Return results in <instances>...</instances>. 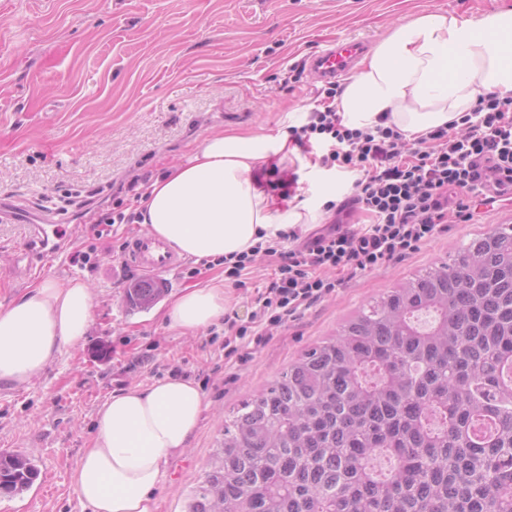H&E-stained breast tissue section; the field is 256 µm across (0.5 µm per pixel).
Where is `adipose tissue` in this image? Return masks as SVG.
Instances as JSON below:
<instances>
[{"label": "adipose tissue", "instance_id": "adipose-tissue-1", "mask_svg": "<svg viewBox=\"0 0 512 512\" xmlns=\"http://www.w3.org/2000/svg\"><path fill=\"white\" fill-rule=\"evenodd\" d=\"M512 94V10L463 20L420 14L380 41L344 88L338 114L351 129L387 116L406 138L427 137L471 111L480 96ZM296 148L277 133H208L185 161L154 179L137 213L149 236L178 256L215 262L322 223V207L277 206L256 181L271 157L288 163ZM224 283L184 289L162 315L168 328L195 333L227 311ZM95 304L82 280L44 279L0 308V384L40 378L76 348L94 323ZM205 410L191 378L170 376L112 393L96 412L92 445L74 472V491L89 512H156V491L169 460L183 453Z\"/></svg>", "mask_w": 512, "mask_h": 512}]
</instances>
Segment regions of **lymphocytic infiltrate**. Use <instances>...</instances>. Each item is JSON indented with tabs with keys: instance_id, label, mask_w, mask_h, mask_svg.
I'll use <instances>...</instances> for the list:
<instances>
[{
	"instance_id": "lymphocytic-infiltrate-1",
	"label": "lymphocytic infiltrate",
	"mask_w": 512,
	"mask_h": 512,
	"mask_svg": "<svg viewBox=\"0 0 512 512\" xmlns=\"http://www.w3.org/2000/svg\"><path fill=\"white\" fill-rule=\"evenodd\" d=\"M338 93L336 84H329L307 124L292 128L291 136L303 146L315 136L328 143L323 166L360 171L345 205L370 214L373 222L355 230L338 218L293 249L272 241L225 266L227 277L236 280L259 257L275 262L248 320L225 315V358L238 355L245 338L265 343L272 329L295 320L346 281L415 252L450 225L470 223L476 200L488 189L512 191L511 96L489 94L461 121L411 143L393 125H342Z\"/></svg>"
}]
</instances>
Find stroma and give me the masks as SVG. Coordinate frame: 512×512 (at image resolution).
Listing matches in <instances>:
<instances>
[{"instance_id":"obj_1","label":"stroma","mask_w":512,"mask_h":512,"mask_svg":"<svg viewBox=\"0 0 512 512\" xmlns=\"http://www.w3.org/2000/svg\"><path fill=\"white\" fill-rule=\"evenodd\" d=\"M504 8L512 0H0V202L23 215L0 222V303L45 278L84 280L95 300L81 345L28 386L0 384V454L25 455L38 470L29 489L0 495V512H88L73 473L98 407L127 386L175 373L200 385L207 407L189 447L167 466L157 512H188L235 406L380 295L512 225V198L483 207L478 221L356 277L267 344L250 346L246 361L229 362L223 326L184 334L156 314L184 288L223 276V263L182 261L161 274L153 305H131L126 245L143 227L115 224L99 236L101 206L79 208L88 190L157 178L212 131L273 133L289 117L306 123L320 84L303 64L329 42L361 39L371 49L421 13L469 20ZM321 155L320 146L301 147L288 163L298 177L293 203L317 206L331 190L340 201L351 195L355 173L323 168ZM44 196L59 211H39ZM36 224L64 231L53 260L35 242ZM78 251L90 253L92 267L73 263ZM21 254L35 270L16 278ZM270 271L261 258L244 287L225 282L240 319Z\"/></svg>"}]
</instances>
